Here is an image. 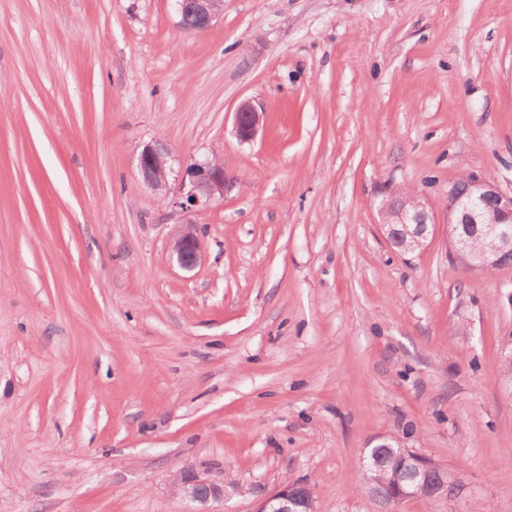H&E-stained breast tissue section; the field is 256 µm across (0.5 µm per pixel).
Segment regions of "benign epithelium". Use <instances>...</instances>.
Listing matches in <instances>:
<instances>
[{
    "label": "benign epithelium",
    "mask_w": 512,
    "mask_h": 512,
    "mask_svg": "<svg viewBox=\"0 0 512 512\" xmlns=\"http://www.w3.org/2000/svg\"><path fill=\"white\" fill-rule=\"evenodd\" d=\"M176 6L184 29L204 31L212 27L223 11L224 0H176ZM262 120L263 113L250 101H242L234 112L233 132L237 140L253 141ZM170 158V148L161 141L143 144L137 155V169L143 184L163 195L169 185ZM186 172L189 189L178 202L183 210L222 199L237 185L235 176L215 157L193 160ZM378 214L394 217V221L383 224V231L392 248L400 253L410 251L411 242L419 238L426 240L435 234L436 218L432 208L403 191L383 195L378 203ZM447 223L448 239L459 257L468 249L469 238L458 234V227L488 225L493 246L482 254V265H493L500 271L512 270V191L506 192L494 180L470 173L448 186ZM204 254L203 242L194 225H179L172 244V259L177 265L192 270L202 262ZM394 462L396 478L367 490L368 495L384 507L420 496L418 491L405 486L404 481L415 482L433 471L438 473L442 486L453 488L449 498L458 501L468 496L467 486L457 473L421 451L402 448ZM178 491L183 499L195 505L189 512H211L209 504L224 498L223 485L193 475L181 479ZM257 512H316L313 490L303 481H285L261 500Z\"/></svg>",
    "instance_id": "1"
}]
</instances>
